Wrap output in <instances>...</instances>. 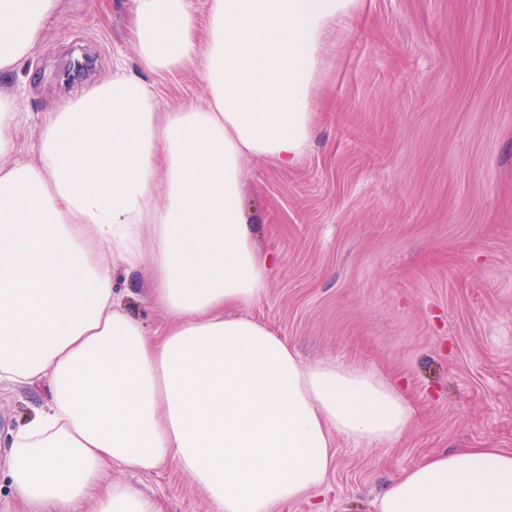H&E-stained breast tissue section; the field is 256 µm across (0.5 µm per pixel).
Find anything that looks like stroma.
<instances>
[{
	"mask_svg": "<svg viewBox=\"0 0 512 512\" xmlns=\"http://www.w3.org/2000/svg\"><path fill=\"white\" fill-rule=\"evenodd\" d=\"M132 7L63 0L31 71L12 80L22 138L96 78L136 70ZM81 57L88 70L64 80ZM246 171L258 248L280 256L253 316L305 364L402 380L416 409L392 444L337 440L324 485L280 512H376L383 487L431 454L512 450V0H364L328 38L301 163ZM44 394H0V441ZM107 477L163 512H213L173 468Z\"/></svg>",
	"mask_w": 512,
	"mask_h": 512,
	"instance_id": "1",
	"label": "stroma"
}]
</instances>
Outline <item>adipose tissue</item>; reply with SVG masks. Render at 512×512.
<instances>
[{
	"label": "adipose tissue",
	"instance_id": "ef3b65f1",
	"mask_svg": "<svg viewBox=\"0 0 512 512\" xmlns=\"http://www.w3.org/2000/svg\"><path fill=\"white\" fill-rule=\"evenodd\" d=\"M61 0H0V76L19 73ZM138 69L47 111L33 147L0 86V387L46 402L0 445L25 512H162L117 465L187 474L214 512H277L324 484L337 440L391 444L414 421L392 378L304 364L247 310L273 260L245 209V164L308 148L325 40L361 0H133ZM200 67L205 96L161 109L158 77ZM149 266L153 332L112 289ZM378 512H512V451L435 454Z\"/></svg>",
	"mask_w": 512,
	"mask_h": 512
}]
</instances>
